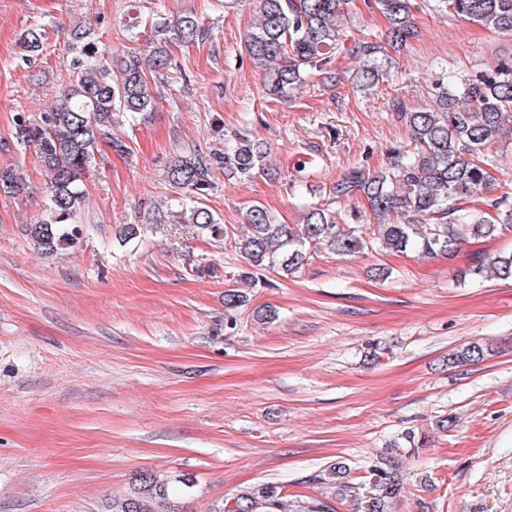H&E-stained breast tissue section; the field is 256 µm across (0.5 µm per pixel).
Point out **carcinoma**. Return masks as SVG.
<instances>
[{
    "label": "carcinoma",
    "instance_id": "obj_1",
    "mask_svg": "<svg viewBox=\"0 0 512 512\" xmlns=\"http://www.w3.org/2000/svg\"><path fill=\"white\" fill-rule=\"evenodd\" d=\"M458 19L512 37V0H436ZM350 0H257V21L245 38V49L260 71L264 90L272 100H285L313 73L331 74L341 46V19ZM387 21L384 41L359 40L353 51L363 59L355 72V85L368 90L382 80L392 65L388 49L406 44L415 32L414 0H373ZM162 46L149 56L128 52L114 70L105 52L89 32L70 34V86L55 106L38 120L26 115L14 119L17 145L32 147L47 178L49 217L29 224L26 235L44 254L73 246L79 238L74 216L85 202L87 169L98 142L111 140V148L126 152L125 143L112 138L118 113L144 115L158 101L157 74L169 67L167 43H191L202 36L194 15L172 26L162 17L152 21ZM47 40L40 26L24 30L21 46L29 53L42 50ZM408 132V144L396 150L387 166L377 171L354 168L330 184V199H362L374 223H342L327 203L306 206L299 224H278L260 204L247 212L241 234L230 233L202 202L211 191L213 174L224 170L229 180L247 181L261 173L275 176L267 165V146L238 132L224 142V151L210 155H182L169 163V185L184 193L176 210L177 223L193 231L233 239L245 261L239 279L256 282L255 272L289 275L305 261L310 249L337 255L358 254L378 248L391 253L416 249L429 258H451L470 239L492 238L512 229V185L502 184L500 196L491 197L496 178L490 166L493 148L512 140V57L463 79L454 90L438 87L431 104L397 107ZM25 183L12 169H0V192L19 194ZM492 275L512 279V253L474 261L465 276L482 281ZM486 349L471 343L456 350L448 363L480 362ZM322 480L337 494L356 501V512H392L403 489V475L395 460L385 457L369 470L365 480H350L347 467L337 462ZM189 482L146 470L134 480L130 492L112 500L111 512H177L176 485ZM224 512H290L288 494L264 484L247 489L224 507Z\"/></svg>",
    "mask_w": 512,
    "mask_h": 512
}]
</instances>
